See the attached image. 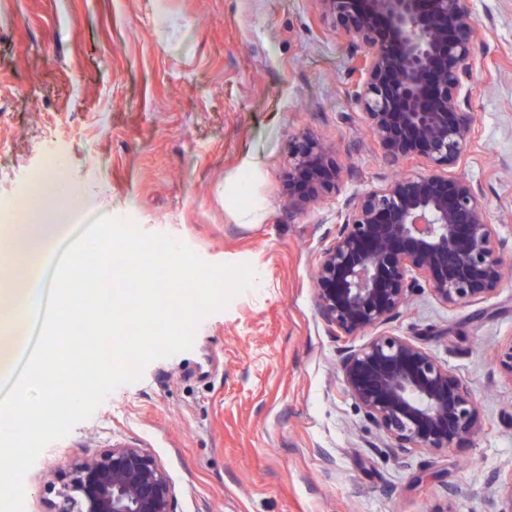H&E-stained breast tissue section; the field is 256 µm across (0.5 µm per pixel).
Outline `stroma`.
<instances>
[{
  "mask_svg": "<svg viewBox=\"0 0 512 512\" xmlns=\"http://www.w3.org/2000/svg\"><path fill=\"white\" fill-rule=\"evenodd\" d=\"M472 5L486 34L459 172L512 267V0ZM352 53L316 0H0V215L58 160L108 215L257 274L191 349L43 450L24 512H47L49 472L117 441L157 457L174 512H490L512 483V376L496 358L512 343V278L476 304L415 292L389 326L470 389L482 429L468 445L391 451L345 392L315 265L348 198L427 169L388 163L368 135ZM304 133L335 148L343 177L296 211L283 174Z\"/></svg>",
  "mask_w": 512,
  "mask_h": 512,
  "instance_id": "stroma-1",
  "label": "stroma"
}]
</instances>
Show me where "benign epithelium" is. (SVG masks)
Returning <instances> with one entry per match:
<instances>
[{
	"mask_svg": "<svg viewBox=\"0 0 512 512\" xmlns=\"http://www.w3.org/2000/svg\"><path fill=\"white\" fill-rule=\"evenodd\" d=\"M351 46L357 74L349 97L391 163L422 157L425 173L403 174L348 200L321 252L314 279L319 315L345 342L346 393L390 448L442 451L480 431L467 386L425 348L385 326L425 285L447 306L492 296L512 269L495 243L479 185L451 170L475 138L466 83L482 31L471 0H316ZM334 152L296 137L285 180L301 210L336 191ZM378 334L356 347L348 340ZM49 512H174V486L149 449L119 442L49 474Z\"/></svg>",
	"mask_w": 512,
	"mask_h": 512,
	"instance_id": "1",
	"label": "benign epithelium"
}]
</instances>
